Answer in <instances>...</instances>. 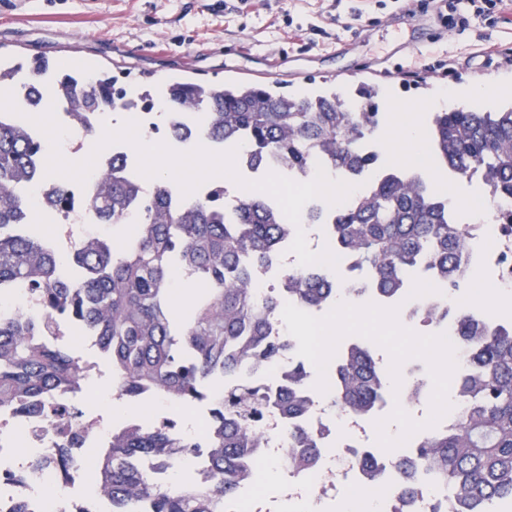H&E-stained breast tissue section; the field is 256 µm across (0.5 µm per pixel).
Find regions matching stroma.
<instances>
[{
	"mask_svg": "<svg viewBox=\"0 0 512 512\" xmlns=\"http://www.w3.org/2000/svg\"><path fill=\"white\" fill-rule=\"evenodd\" d=\"M395 11L393 0L372 6L355 36L341 31L332 0H0V56L72 58L132 90L170 77L276 81L292 94L375 83L383 107L394 96L421 107L438 89L512 77V16L462 34L436 11L410 21ZM447 56L451 78L433 70ZM413 64L428 73L404 77Z\"/></svg>",
	"mask_w": 512,
	"mask_h": 512,
	"instance_id": "35a3bbf8",
	"label": "stroma"
}]
</instances>
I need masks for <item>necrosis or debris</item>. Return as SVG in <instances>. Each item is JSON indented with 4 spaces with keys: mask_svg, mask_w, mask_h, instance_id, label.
Here are the masks:
<instances>
[{
    "mask_svg": "<svg viewBox=\"0 0 512 512\" xmlns=\"http://www.w3.org/2000/svg\"><path fill=\"white\" fill-rule=\"evenodd\" d=\"M116 159L126 160L129 169L138 167L137 158L128 155L125 143L119 142L99 154L86 185L69 182L68 194L76 202L53 215V244L61 257H70L88 241L105 238L102 225L89 216L83 200L90 186L111 170ZM465 227L472 255L469 275L489 284L490 292L477 295L464 287L445 286L409 288L394 308L402 335L429 333L436 346L453 351L450 371L455 375L468 366L457 315L485 317L493 292L512 290V236L500 224L485 223L480 215L466 222ZM293 241V236H286L275 258L252 267L250 279L258 298L287 296V271L294 261L290 251ZM356 263L354 255L343 254L336 268H317L318 273L336 280L338 290L334 299L316 310L321 320L314 341L329 342L332 352L318 357L313 368L325 373L327 382L323 389L308 387L303 391L307 402L303 422L313 431L318 448L311 472L303 474L301 482H292V473L284 465L285 458L293 453L287 439L292 423L286 415L268 410L257 425L262 445L244 459L241 494L228 512H461L455 491L439 483L427 470H419L416 475L417 493L400 491V464L419 441L417 429L403 428L391 452L372 447L370 432L376 427L386 428L392 418H410L424 406L443 422L455 421L464 411L462 401L434 398L429 376L418 365L404 360L395 367L399 386L388 387L383 401L371 411L357 415L335 404L334 368L339 352L368 342L370 336L366 329L348 331L343 321L335 317L347 298L350 269ZM430 302L447 307L450 313L436 329L421 314ZM97 375L94 363L83 362L78 385L56 392L40 411H0V512H13L15 500L21 495L29 501V512H103L102 500L85 495L77 463L84 459L86 449L100 447L124 422H109L102 416L112 407L111 387H103L93 403H86L82 384ZM33 456L39 459V466L30 464ZM181 465L189 469L197 484L211 482V461L203 449L184 456L177 466L158 459L142 463L155 482L164 484L171 482ZM263 467L283 474L280 496L257 492L259 470Z\"/></svg>",
    "mask_w": 512,
    "mask_h": 512,
    "instance_id": "1",
    "label": "necrosis or debris"
}]
</instances>
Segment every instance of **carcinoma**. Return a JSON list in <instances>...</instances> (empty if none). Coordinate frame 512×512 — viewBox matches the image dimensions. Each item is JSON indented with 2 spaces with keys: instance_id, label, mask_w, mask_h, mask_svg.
<instances>
[{
  "instance_id": "obj_1",
  "label": "carcinoma",
  "mask_w": 512,
  "mask_h": 512,
  "mask_svg": "<svg viewBox=\"0 0 512 512\" xmlns=\"http://www.w3.org/2000/svg\"><path fill=\"white\" fill-rule=\"evenodd\" d=\"M6 87L20 99L44 90L43 104L68 102L77 124L88 112H105L130 98L143 112L160 101L191 120L204 112L198 141L226 150L247 145L255 164L276 157L286 175L307 169L318 152L334 169L374 173L373 186L336 211L332 248L356 255L358 268L370 272L375 288L389 299L401 294L416 267L447 286L466 277L468 237L451 219L448 198L431 190L421 174L382 172L377 156L357 150V142L373 139L382 121L374 85L360 88L356 104L334 90L291 95L273 82L249 80L216 85L171 78L130 95L112 75L91 66L69 71L41 60L29 66L0 60V88ZM27 123L19 115L0 120V287L32 286L45 317L0 318V408L37 410L53 391L76 384L78 358L60 344L36 341L57 313L95 337L118 375L119 399L151 396L191 404L206 398L211 385L222 388L230 381L227 396L215 403L218 431L204 436L205 444L167 426L132 423L112 432L84 465V477L110 497L112 512H130L129 502L141 497L151 500V512H224V504L238 496L242 459L259 447L252 422L272 401L266 386L244 373L256 362L275 363L294 347L269 339L281 307L312 310L334 293V283L309 269H291L286 299L258 301L251 267L272 258L288 225L278 203L251 195L228 205L222 181L179 203L170 178L158 176L142 190L122 162L113 163L112 173L89 194L87 210L101 224L120 225L135 207L142 214L139 234L119 246L85 244L70 262L71 275L62 276L60 258L16 194L26 180L41 175L34 160L42 145L28 136ZM427 143L428 154L453 173L478 172L492 192L512 195V107L438 109L430 115ZM178 265L193 285L187 304L173 288ZM458 328L469 353L466 372L455 384L464 412L447 427L422 434L413 457L403 461V487L414 492V474L425 468L463 501L498 512L512 499V316L493 328L461 318ZM338 374L345 409L367 413L382 401L386 382L368 345L344 354ZM307 382L301 362L276 402L288 416L304 412L300 390ZM288 440L302 454L285 464L299 469L316 452L313 433L297 426ZM200 446L208 449L213 469L206 486L184 480L160 488L137 466L144 458L169 460Z\"/></svg>"
}]
</instances>
